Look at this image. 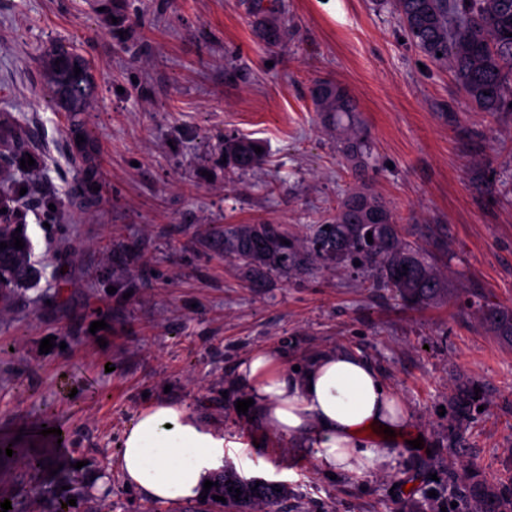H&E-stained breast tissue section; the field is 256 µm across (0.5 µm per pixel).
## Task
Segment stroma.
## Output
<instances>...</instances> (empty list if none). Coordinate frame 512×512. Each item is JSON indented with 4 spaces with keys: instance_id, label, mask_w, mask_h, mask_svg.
<instances>
[{
    "instance_id": "obj_1",
    "label": "stroma",
    "mask_w": 512,
    "mask_h": 512,
    "mask_svg": "<svg viewBox=\"0 0 512 512\" xmlns=\"http://www.w3.org/2000/svg\"><path fill=\"white\" fill-rule=\"evenodd\" d=\"M0 0V120L33 135L34 168L0 167L25 187L36 275L0 309V434L40 455L32 431L53 412L74 480L0 461V499L15 512H146L115 463L128 424L169 397L223 427L224 463L283 483L280 512H473L471 490H512V348L480 323L474 300L512 305V112L475 109L447 64L410 42L390 0H276L286 41L264 46L254 0ZM86 57L98 88L85 119L103 194L84 210L65 113L46 102L43 49ZM322 78L357 102L373 145L370 185L425 242L441 229L446 293L421 310L369 269L333 262L245 286L215 233L285 224L300 235L352 185L309 97ZM260 141L267 161L234 174L224 138ZM104 329L90 333L92 322ZM56 347L41 353V340ZM259 347L291 365L347 350L370 360L411 414L423 448L399 444L359 477L315 470L300 440L239 413L238 362ZM476 383L482 410L452 426L441 406ZM469 464L473 479L451 467ZM108 478L106 493L91 476Z\"/></svg>"
}]
</instances>
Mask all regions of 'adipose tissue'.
<instances>
[{
	"label": "adipose tissue",
	"instance_id": "ef3b65f1",
	"mask_svg": "<svg viewBox=\"0 0 512 512\" xmlns=\"http://www.w3.org/2000/svg\"><path fill=\"white\" fill-rule=\"evenodd\" d=\"M237 387L252 398L266 432L300 438L317 471L361 475L387 465L392 439L411 425L402 400L365 358L312 355L293 370L282 350L260 347L239 361ZM224 430L187 405L153 400L127 426L118 465L125 483L151 503L201 498L224 469Z\"/></svg>",
	"mask_w": 512,
	"mask_h": 512
}]
</instances>
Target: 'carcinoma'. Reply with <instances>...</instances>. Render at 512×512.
<instances>
[{
    "label": "carcinoma",
    "mask_w": 512,
    "mask_h": 512,
    "mask_svg": "<svg viewBox=\"0 0 512 512\" xmlns=\"http://www.w3.org/2000/svg\"><path fill=\"white\" fill-rule=\"evenodd\" d=\"M412 44L437 63H448L455 82L469 103L482 112H504L512 103V0H392ZM256 3L261 17L263 39L269 49L282 46L283 31L272 10ZM442 56H437V53ZM74 49L56 45L44 55V80L48 103L70 114V130L84 141L76 146L83 166L79 172L82 204L92 207L99 197L93 187L100 185L94 163L97 144L85 127L97 92L92 69L81 67L75 74ZM316 111L325 125L339 133L337 149L354 177L355 185L343 198L336 212L314 225L302 239L283 224H227L224 226V255L243 266L246 287L264 288L273 273L302 276L322 261L352 264L356 261L376 271L377 279L392 289L404 306L422 309L435 303L443 291L436 260L429 250L401 235L390 207L368 185V163L372 141L358 115L348 90L334 81H318L310 89ZM22 131L0 126V144L12 143L23 149ZM257 142L240 137L224 139L226 166L249 171L264 164L265 155L256 153ZM360 198L364 216L352 220L348 202ZM372 233V242L366 234ZM289 244H284V241ZM30 250L15 249L2 256L6 265L7 288L34 277ZM481 320L495 338L512 347V306L487 303L479 309ZM475 387L463 389L451 402L453 413L464 417L476 403ZM241 490L236 495L235 489ZM484 512H512V498L503 499L476 488ZM218 495L226 502L216 501ZM286 496L278 482L256 485L233 469L213 480L201 506L193 512H277Z\"/></svg>",
    "instance_id": "cac0c4a2"
}]
</instances>
